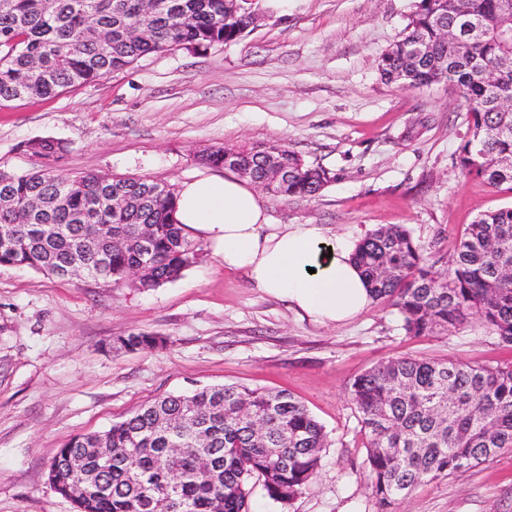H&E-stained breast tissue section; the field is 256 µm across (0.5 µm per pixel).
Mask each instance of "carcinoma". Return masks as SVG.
Instances as JSON below:
<instances>
[{
  "mask_svg": "<svg viewBox=\"0 0 512 512\" xmlns=\"http://www.w3.org/2000/svg\"><path fill=\"white\" fill-rule=\"evenodd\" d=\"M470 16L481 28L449 37ZM256 25L245 6L226 0H0V103L48 98L95 82L140 58L180 45L186 49L238 40ZM147 29L136 40L131 32ZM426 47L416 56L414 44ZM387 83L411 87L447 82L468 104L470 138L461 149L466 176L512 191V0H417L404 36L377 64ZM41 159H57L68 144L45 137L29 145ZM235 171L256 184L267 180L274 156L288 179L270 194L312 198L329 172L306 163L284 142L251 148L212 146L200 164ZM121 185L132 203L114 211L107 199ZM148 177L109 180L81 172L61 177L49 164L22 174L0 170V235L15 237L0 250V266L25 267L63 279L74 261L87 260L93 278L151 290L176 280L193 264L198 247L173 218L175 188L141 206L134 202ZM29 213L26 224L17 215ZM55 224L48 236L43 225ZM150 233L152 265L138 231ZM427 248L402 225L381 227L357 244L356 263L375 300L393 306L408 336L446 335L474 317L512 347V206L479 214L468 225L440 276L427 264ZM161 336L130 333L116 349L140 350ZM348 395L366 438V487L379 512H397L420 484L448 477L512 453V362L471 366L454 360L403 356L357 375ZM326 447L323 426L285 390L213 385L169 394L100 432L69 440L56 457L77 451L103 488L72 498L67 476L50 471L57 493L74 499L76 512H251L255 485L285 509L313 479ZM104 450L123 457L104 467ZM216 461L202 472L199 457Z\"/></svg>",
  "mask_w": 512,
  "mask_h": 512,
  "instance_id": "obj_1",
  "label": "carcinoma"
}]
</instances>
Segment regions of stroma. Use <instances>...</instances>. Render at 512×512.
Instances as JSON below:
<instances>
[{
    "label": "stroma",
    "instance_id": "obj_1",
    "mask_svg": "<svg viewBox=\"0 0 512 512\" xmlns=\"http://www.w3.org/2000/svg\"><path fill=\"white\" fill-rule=\"evenodd\" d=\"M416 0H259L243 38L154 53L99 81L0 107V170L38 166L27 144L51 136L56 169L147 176L172 185L208 174L196 155L224 145L287 143L331 180L314 198L264 194L272 224H321L361 241L401 224L430 246L438 272L480 213L512 192L464 175L469 129L457 87L381 80L379 57L401 39ZM174 282L60 280L0 267V512H75L46 471L70 438L108 428L156 398L199 386L285 390L323 425L327 446L289 508L255 488L252 512H378L364 485V434L346 387L405 355L471 365L512 361L479 322L445 336L404 335L374 304L321 325L225 271L202 237ZM132 332L157 349H108ZM400 512H512V453L418 486Z\"/></svg>",
    "mask_w": 512,
    "mask_h": 512
}]
</instances>
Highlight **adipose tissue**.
Wrapping results in <instances>:
<instances>
[{
	"label": "adipose tissue",
	"mask_w": 512,
	"mask_h": 512,
	"mask_svg": "<svg viewBox=\"0 0 512 512\" xmlns=\"http://www.w3.org/2000/svg\"><path fill=\"white\" fill-rule=\"evenodd\" d=\"M174 219L202 235L225 269L318 323L352 320L374 302L350 239L320 224L268 223L263 198L240 177L181 183Z\"/></svg>",
	"instance_id": "adipose-tissue-1"
}]
</instances>
